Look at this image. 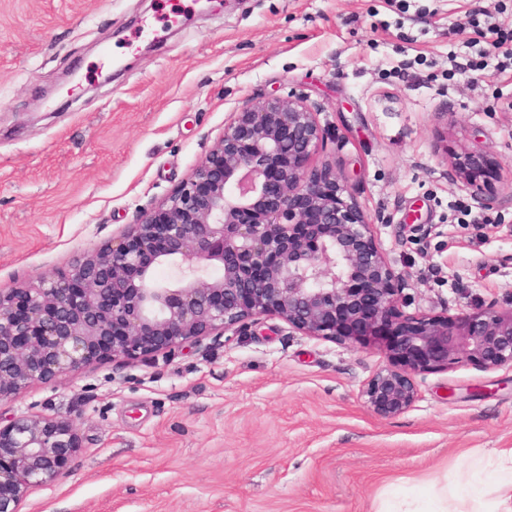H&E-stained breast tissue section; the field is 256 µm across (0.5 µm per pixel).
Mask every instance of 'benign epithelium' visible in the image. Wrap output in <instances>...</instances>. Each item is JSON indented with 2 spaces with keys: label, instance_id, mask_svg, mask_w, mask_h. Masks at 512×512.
Here are the masks:
<instances>
[{
  "label": "benign epithelium",
  "instance_id": "7a95c632",
  "mask_svg": "<svg viewBox=\"0 0 512 512\" xmlns=\"http://www.w3.org/2000/svg\"><path fill=\"white\" fill-rule=\"evenodd\" d=\"M328 135L301 98H250L191 177L131 227L68 271L0 288V401L105 359L235 335L262 316L353 347L389 335L387 364L360 391L382 418L412 406L421 371L512 368V308L401 314L402 275L372 220L345 177L310 167ZM480 167L478 154L457 163L476 197ZM163 265L175 280L154 279ZM80 452L71 419L0 418V512H22L30 490L65 478Z\"/></svg>",
  "mask_w": 512,
  "mask_h": 512
}]
</instances>
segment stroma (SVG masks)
Returning a JSON list of instances; mask_svg holds the SVG:
<instances>
[{
  "mask_svg": "<svg viewBox=\"0 0 512 512\" xmlns=\"http://www.w3.org/2000/svg\"><path fill=\"white\" fill-rule=\"evenodd\" d=\"M510 29L512 0H0V288L69 270L187 180L247 99L293 93L333 135L313 165L375 217L403 313L512 307ZM468 152L478 199L454 168ZM385 349L262 317L32 385L0 417L74 419L83 452L23 512L493 504L512 369L420 372L382 418L360 390Z\"/></svg>",
  "mask_w": 512,
  "mask_h": 512,
  "instance_id": "1",
  "label": "stroma"
}]
</instances>
